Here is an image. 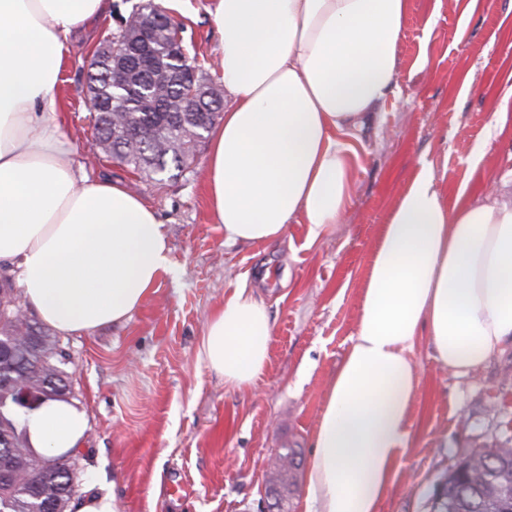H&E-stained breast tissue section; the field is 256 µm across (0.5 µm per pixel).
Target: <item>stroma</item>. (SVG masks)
Masks as SVG:
<instances>
[{"label":"stroma","mask_w":512,"mask_h":512,"mask_svg":"<svg viewBox=\"0 0 512 512\" xmlns=\"http://www.w3.org/2000/svg\"><path fill=\"white\" fill-rule=\"evenodd\" d=\"M140 0H107L77 30L58 84L57 119L73 158L156 210L177 269L123 325L64 336L65 369L90 417L78 454L83 484L121 512H259L283 444L310 457L331 379L360 315L370 257L417 160L438 189L483 196L512 160V137L489 118L512 89V0H409L398 84L356 132L353 202L342 224L312 240L292 224L283 240L228 247L206 190L208 139L178 177L156 180L114 162L92 137L84 106L90 51ZM212 0L171 11L190 53L220 82ZM430 65L420 68L421 54ZM265 302L274 324L268 361L249 387L225 385L203 353L210 316L236 285ZM420 387L411 441L379 512H430V495L458 460L512 448V343L472 377L437 361L429 336L410 353Z\"/></svg>","instance_id":"1"}]
</instances>
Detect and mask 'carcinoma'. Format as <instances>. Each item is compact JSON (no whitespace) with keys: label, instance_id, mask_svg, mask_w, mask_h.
<instances>
[{"label":"carcinoma","instance_id":"carcinoma-1","mask_svg":"<svg viewBox=\"0 0 512 512\" xmlns=\"http://www.w3.org/2000/svg\"><path fill=\"white\" fill-rule=\"evenodd\" d=\"M170 19L145 6L142 23L160 27V39ZM89 82L98 92L87 96L92 112L93 137L112 158L137 172L167 175L184 168L191 148V129L203 134L211 128L214 112H181L183 87L170 83L157 88L144 73L135 93L112 101L109 70H95ZM0 347L9 356L0 359V512H37L51 499L57 512H70L72 495L67 486L75 473L71 455L47 456L31 446L26 422L47 400L73 396L69 375L58 359V340L49 330L26 316L18 295L11 291L0 298ZM25 391L29 401L18 394ZM483 465L501 470L497 486H485L480 475L468 481L467 460L457 462L445 475L443 512H501L504 496L512 497V448L483 449Z\"/></svg>","mask_w":512,"mask_h":512}]
</instances>
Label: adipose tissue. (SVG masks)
<instances>
[{"instance_id":"adipose-tissue-1","label":"adipose tissue","mask_w":512,"mask_h":512,"mask_svg":"<svg viewBox=\"0 0 512 512\" xmlns=\"http://www.w3.org/2000/svg\"><path fill=\"white\" fill-rule=\"evenodd\" d=\"M105 0H0V263L60 335L125 323L174 274L154 209L75 166L54 115L72 34ZM408 0H214L224 118L210 133L207 190L228 246L317 239L342 223L353 134L393 92ZM496 198L448 199L419 164L374 249L348 350L308 462L305 512H379L410 439L420 384L409 357L427 334L459 377L512 339V166ZM267 307L235 288L205 329L209 366L242 389L264 371ZM87 412L50 400L34 448H81Z\"/></svg>"}]
</instances>
